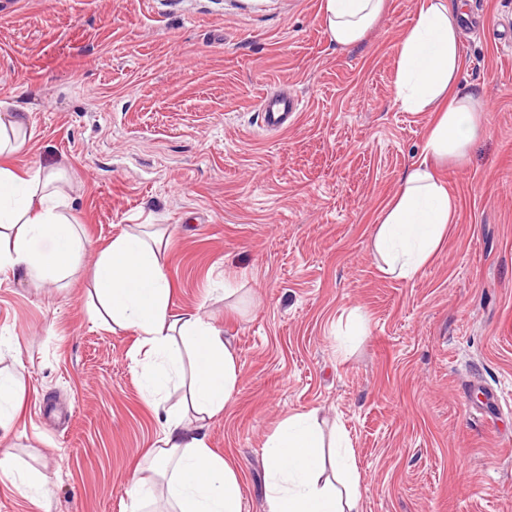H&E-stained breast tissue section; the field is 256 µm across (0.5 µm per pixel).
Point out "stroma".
<instances>
[{"label": "stroma", "mask_w": 512, "mask_h": 512, "mask_svg": "<svg viewBox=\"0 0 512 512\" xmlns=\"http://www.w3.org/2000/svg\"><path fill=\"white\" fill-rule=\"evenodd\" d=\"M415 0H389L339 47L321 0H0V103L31 137L11 160L59 165L83 250L42 286L0 275V372L24 407L0 452L42 473L46 504L0 475V512H127L161 435L135 336L93 322L92 270L130 224L168 231L171 314L212 318L237 390L207 443L236 464L242 512H266L263 445L292 412L349 432L361 512H512V0H466L483 32L460 81L485 137L451 167L457 221L416 279L384 275L378 216L421 154L428 113L395 101V46ZM285 85L287 131L257 120ZM368 319L365 328L350 311Z\"/></svg>", "instance_id": "obj_1"}]
</instances>
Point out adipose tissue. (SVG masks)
<instances>
[{
    "label": "adipose tissue",
    "instance_id": "obj_1",
    "mask_svg": "<svg viewBox=\"0 0 512 512\" xmlns=\"http://www.w3.org/2000/svg\"><path fill=\"white\" fill-rule=\"evenodd\" d=\"M388 6V0H322L321 9L332 42L350 47L365 40ZM465 7L464 0H416L396 51L397 103L429 114L423 155L406 170L373 236L382 272L401 280H414L439 252L459 208L446 172L486 133L481 99L459 81ZM27 140L22 115H0V275L45 283L74 268L83 243L61 187L62 168L4 164ZM166 237L161 225H132L100 252L93 270L94 296L113 329L136 336L133 361L163 421L158 447L126 489L129 512H143L158 484L165 512H242L239 474L209 448L204 433L237 389V358L211 319L171 317ZM173 384L187 387L177 406L165 397ZM264 462L268 512H360L365 488L343 426L328 443L315 412L288 414L268 435Z\"/></svg>",
    "mask_w": 512,
    "mask_h": 512
}]
</instances>
